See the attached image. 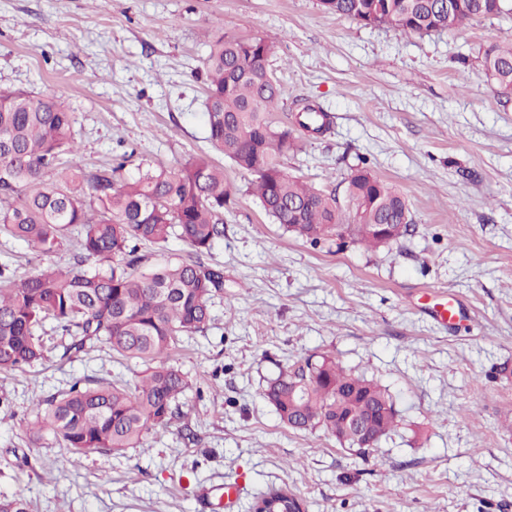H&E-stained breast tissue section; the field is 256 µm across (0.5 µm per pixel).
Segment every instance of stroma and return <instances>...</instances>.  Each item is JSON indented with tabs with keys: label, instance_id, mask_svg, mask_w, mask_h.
<instances>
[{
	"label": "stroma",
	"instance_id": "obj_1",
	"mask_svg": "<svg viewBox=\"0 0 512 512\" xmlns=\"http://www.w3.org/2000/svg\"><path fill=\"white\" fill-rule=\"evenodd\" d=\"M221 34L275 45V124L305 101L330 116L283 157L288 171L335 192L349 216L346 179L368 169L404 195L409 235L314 246L273 223L250 174L208 140L204 58ZM505 39L512 14L416 35L320 0H0V89L65 98L67 162L90 174L130 151L133 175L141 161L178 169L209 156L235 196L206 257L223 266L224 292L207 328L173 351L190 383L182 417L108 455L33 440L38 400L86 376L131 385L141 371L102 344L64 357L45 327V359L0 372L12 401L0 410V496L24 490L30 512H213L208 490L232 483L236 512L281 485L306 512H512V376H489L512 365V96L482 66ZM75 251L70 241L39 257L0 236V265L19 276L68 267ZM452 302L455 322L430 317ZM331 353L387 386L402 415L368 454L289 430L262 395L281 368Z\"/></svg>",
	"mask_w": 512,
	"mask_h": 512
}]
</instances>
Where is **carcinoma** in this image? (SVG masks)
I'll list each match as a JSON object with an SVG mask.
<instances>
[{"label": "carcinoma", "mask_w": 512, "mask_h": 512, "mask_svg": "<svg viewBox=\"0 0 512 512\" xmlns=\"http://www.w3.org/2000/svg\"><path fill=\"white\" fill-rule=\"evenodd\" d=\"M326 11L364 26L386 24L404 34L451 31L469 20L512 14V0H321ZM275 46L262 38L219 35L205 59L209 140L239 170L255 176L252 191L284 230L314 246L350 235L370 248L389 239L372 224H397L399 239L412 231L405 197L361 168L350 175L352 223H342L336 196L294 176L281 158L299 148L301 134L329 129L328 114L307 104L294 123L269 118L280 85L267 69ZM486 77L512 96V41L489 48ZM73 112L56 94L0 91V233L42 256L58 252L76 229V268L49 267L16 276L0 267V371L22 370L45 357L38 332L48 321L70 339L65 353L95 341L143 365L132 387L102 380L70 388L38 403L32 434L49 431L68 450L112 453L139 448L153 430L179 414L188 380L171 351L179 336L211 321L212 300L224 292V269L202 256L224 238V210L234 196L224 167L200 156L180 169L123 171L134 152L86 175L62 160L75 151ZM176 236L195 258L140 271L142 242ZM264 398L295 432L320 429L366 454L395 427L399 416L388 389L346 371L336 358L309 357L272 379ZM362 420L368 431H350ZM276 502L284 512L299 498L284 487L255 497L251 509ZM0 512H29L24 491L0 498Z\"/></svg>", "instance_id": "obj_1"}]
</instances>
